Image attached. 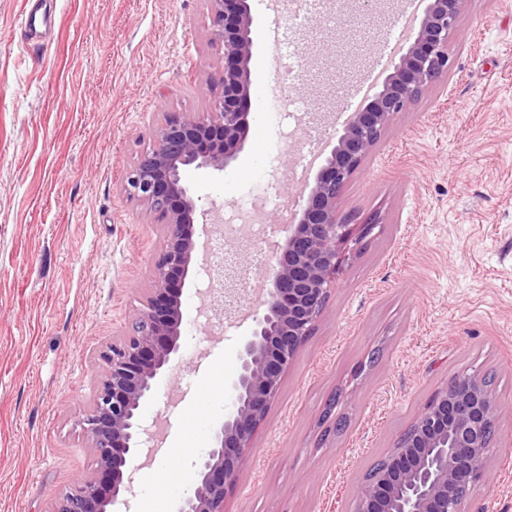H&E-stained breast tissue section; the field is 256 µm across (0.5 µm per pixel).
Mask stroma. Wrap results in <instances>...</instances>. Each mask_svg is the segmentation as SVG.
<instances>
[{"instance_id":"35a3bbf8","label":"stroma","mask_w":512,"mask_h":512,"mask_svg":"<svg viewBox=\"0 0 512 512\" xmlns=\"http://www.w3.org/2000/svg\"><path fill=\"white\" fill-rule=\"evenodd\" d=\"M49 18L25 41L33 5ZM250 130L238 158L190 176L198 224L265 191L299 210L288 172L316 125L332 150L350 86L393 36L402 0H250ZM298 55L282 82L266 45ZM222 53L204 0H0V512H50L55 495L95 467L73 423L90 404L95 354L139 307L162 239L121 190L126 171L170 112H200ZM309 117L272 112L281 95ZM373 233L349 241L316 330L284 376L225 512H354L369 467L389 452L433 392L460 373H489L502 405L492 484L469 502L512 512V0H468L448 82L393 116L339 198ZM198 275L182 295L180 349L142 408L163 444L134 474L128 505L165 497L176 512L195 462L234 401L252 321L191 334L217 309ZM345 419L324 437L328 401ZM177 458L176 492L147 477Z\"/></svg>"}]
</instances>
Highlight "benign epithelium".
<instances>
[{
	"mask_svg": "<svg viewBox=\"0 0 512 512\" xmlns=\"http://www.w3.org/2000/svg\"><path fill=\"white\" fill-rule=\"evenodd\" d=\"M213 42L224 64L207 81L214 97L203 112H175L148 131L151 141L126 173L124 191L157 220L163 248L152 263L142 307L124 323L122 336L97 353V380L89 407L75 422L97 468L54 497L51 512H111L126 502L133 475L127 462L144 452L150 428L142 406L155 379L180 348L181 287L198 266L205 245L195 227L197 205L187 174L222 171L243 150L253 57L249 0H205ZM467 0H423L419 25L404 40L382 89L350 113L336 145L320 165L305 207L287 225L270 265V287L254 310V329L240 355L234 382L235 409L224 419L212 448L199 460L197 482L178 512H224L249 458L253 440L277 396L288 366L324 314L354 232L340 212L345 184L360 169L392 117L448 79L449 45ZM501 411L494 386L477 373L454 376L436 390L397 439L385 463L359 486L355 512H463L462 492L490 483L496 472L488 437ZM112 474L109 493L100 471Z\"/></svg>",
	"mask_w": 512,
	"mask_h": 512,
	"instance_id": "1",
	"label": "benign epithelium"
}]
</instances>
